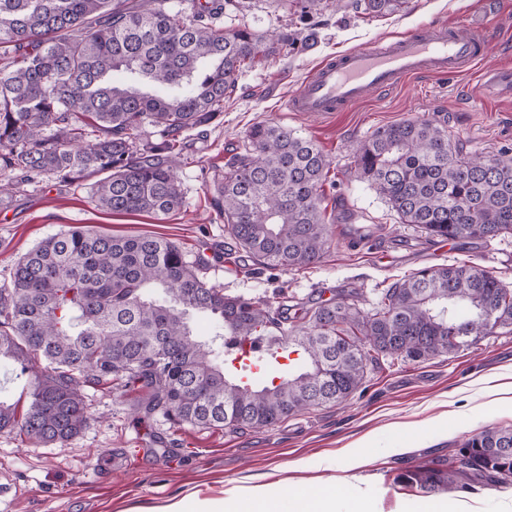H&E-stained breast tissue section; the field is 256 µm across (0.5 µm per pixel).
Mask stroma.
Instances as JSON below:
<instances>
[{
	"instance_id": "35a3bbf8",
	"label": "stroma",
	"mask_w": 512,
	"mask_h": 512,
	"mask_svg": "<svg viewBox=\"0 0 512 512\" xmlns=\"http://www.w3.org/2000/svg\"><path fill=\"white\" fill-rule=\"evenodd\" d=\"M327 23L303 51L281 50L245 71L224 102V121L186 132L176 176L181 210L163 219L111 214L97 208L90 186L45 178L0 202V284L15 262L45 238L71 227L112 235L155 234L176 242L199 263L212 285L231 295L285 304L302 316L318 302L340 299L363 310L417 270L448 264L484 268L512 285V235L487 241L430 240L418 226L400 223L385 200L350 175L357 143L373 129L405 119L445 124L466 152L512 150V98L483 93L477 77L461 81L421 76L391 91H376L346 112H288L285 99L321 60L390 40L429 23L465 32L492 19L486 65L512 67V0H407L399 12L372 18L323 0ZM273 38L296 28L294 0H245L220 20ZM260 120L286 125L314 140L336 175L328 209L332 244L321 261L282 272L255 264L224 236V220L207 189ZM512 327L496 330L452 355L427 361L386 357L368 368L364 391L340 406L304 410L256 431L200 429L161 416L145 417L139 395L123 389H87L93 420L63 444L36 445L19 432H0V512H150L174 499L194 512L198 498L238 499L250 487L279 491L282 512L303 490L332 487L338 512L354 500L371 512L461 500L469 512H502L512 505V481L457 486L435 494L394 483L401 469L451 457L488 428L512 427ZM358 446L360 469L347 470L343 453Z\"/></svg>"
}]
</instances>
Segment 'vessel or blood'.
<instances>
[{
  "label": "vessel or blood",
  "instance_id": "obj_1",
  "mask_svg": "<svg viewBox=\"0 0 512 512\" xmlns=\"http://www.w3.org/2000/svg\"><path fill=\"white\" fill-rule=\"evenodd\" d=\"M489 31L479 27L460 35L446 26L428 24L395 40L358 46L314 67L285 107L291 112L328 114L347 111L376 90H393L422 75L456 79L480 67V81L488 86L503 83L501 72L482 69L489 48ZM224 357L239 381L255 387L264 371L287 365L280 337L257 334L239 341L226 339Z\"/></svg>",
  "mask_w": 512,
  "mask_h": 512
}]
</instances>
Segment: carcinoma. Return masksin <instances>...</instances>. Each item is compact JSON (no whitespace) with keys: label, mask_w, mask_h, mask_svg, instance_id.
Masks as SVG:
<instances>
[{"label":"carcinoma","mask_w":512,"mask_h":512,"mask_svg":"<svg viewBox=\"0 0 512 512\" xmlns=\"http://www.w3.org/2000/svg\"><path fill=\"white\" fill-rule=\"evenodd\" d=\"M0 0V201L42 176L91 183L113 214L166 216L183 206L176 168L183 132L213 124L243 70L282 48L305 49L321 0H297L300 29L271 42L247 27L225 30L243 0ZM406 0H348L372 17ZM122 71L128 80L115 83ZM160 141L149 140L148 129ZM331 162L311 139L265 120L213 181L224 233L257 264L283 271L317 263L330 247L324 185ZM354 176L403 224L440 240L512 235V156L469 155L448 128L407 119L359 141ZM196 316L214 319L209 340ZM263 324L303 353L280 382L247 389L224 372V340ZM512 326V289L474 265L423 268L365 312L322 302L288 320L208 284L172 241L114 237L81 227L41 241L0 286V359L33 381L22 417L0 401V432L37 444L67 442L91 416L83 390L112 379L141 394L140 410L202 429L268 428L297 412L346 401L367 363L425 361ZM463 462L416 465L395 482L424 494L466 480L512 478V428L461 446Z\"/></svg>","instance_id":"1"}]
</instances>
